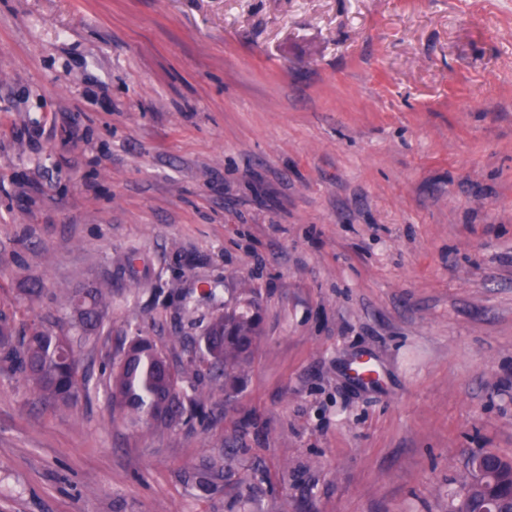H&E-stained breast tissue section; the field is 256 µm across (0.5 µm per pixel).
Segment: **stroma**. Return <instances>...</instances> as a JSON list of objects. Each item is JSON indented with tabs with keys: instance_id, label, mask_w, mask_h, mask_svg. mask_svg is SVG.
<instances>
[{
	"instance_id": "1",
	"label": "stroma",
	"mask_w": 512,
	"mask_h": 512,
	"mask_svg": "<svg viewBox=\"0 0 512 512\" xmlns=\"http://www.w3.org/2000/svg\"><path fill=\"white\" fill-rule=\"evenodd\" d=\"M103 278L76 408L0 362V512H455L512 459V0H0V315ZM248 288L233 397L108 423Z\"/></svg>"
}]
</instances>
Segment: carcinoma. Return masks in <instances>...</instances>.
Segmentation results:
<instances>
[{
  "label": "carcinoma",
  "mask_w": 512,
  "mask_h": 512,
  "mask_svg": "<svg viewBox=\"0 0 512 512\" xmlns=\"http://www.w3.org/2000/svg\"><path fill=\"white\" fill-rule=\"evenodd\" d=\"M84 330L98 322L112 303V281L102 279L85 288L67 290ZM260 305L255 290L224 309L202 336V355L191 360L198 374L208 379L207 388L184 392L180 373H166L162 352L148 336H137L112 371V402L108 421L130 418L156 427L188 423L217 392L228 393L245 374L260 336ZM0 331V360L21 373L30 392L57 410L74 408L86 392L85 376L71 337L34 325L20 339L9 325ZM471 512L480 509L484 490L468 479L462 487Z\"/></svg>",
  "instance_id": "carcinoma-1"
}]
</instances>
